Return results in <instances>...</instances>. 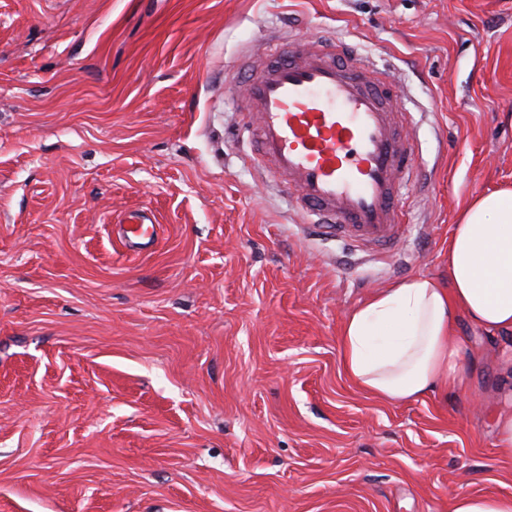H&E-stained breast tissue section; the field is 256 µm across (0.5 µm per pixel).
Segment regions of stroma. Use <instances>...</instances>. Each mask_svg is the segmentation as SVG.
Wrapping results in <instances>:
<instances>
[{
	"instance_id": "stroma-1",
	"label": "stroma",
	"mask_w": 512,
	"mask_h": 512,
	"mask_svg": "<svg viewBox=\"0 0 512 512\" xmlns=\"http://www.w3.org/2000/svg\"><path fill=\"white\" fill-rule=\"evenodd\" d=\"M403 86L417 175L395 255L303 230L224 97L270 34ZM512 187V0H0V512H452L512 494V334L460 321L467 386L383 403L344 319L448 277ZM151 209L147 250L115 221ZM495 426L498 455L500 459L512 462V412L500 411ZM453 512H512V494L455 495Z\"/></svg>"
}]
</instances>
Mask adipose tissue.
Instances as JSON below:
<instances>
[{
    "instance_id": "ef3b65f1",
    "label": "adipose tissue",
    "mask_w": 512,
    "mask_h": 512,
    "mask_svg": "<svg viewBox=\"0 0 512 512\" xmlns=\"http://www.w3.org/2000/svg\"><path fill=\"white\" fill-rule=\"evenodd\" d=\"M512 332V190L477 196L448 237V278L417 275L384 289L347 317L339 336L345 375L383 402L415 400L462 384L471 355L459 318Z\"/></svg>"
}]
</instances>
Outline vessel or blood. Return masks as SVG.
Segmentation results:
<instances>
[{
	"mask_svg": "<svg viewBox=\"0 0 512 512\" xmlns=\"http://www.w3.org/2000/svg\"><path fill=\"white\" fill-rule=\"evenodd\" d=\"M242 82L225 96L256 116L248 128L295 209L313 216V231L360 249L392 253L403 234L401 190L416 157L403 136L405 103L390 77H375L368 59L344 44L293 46L286 58L242 61ZM154 214L120 221V236L145 247Z\"/></svg>",
	"mask_w": 512,
	"mask_h": 512,
	"instance_id": "b4317fda",
	"label": "vessel or blood"
}]
</instances>
